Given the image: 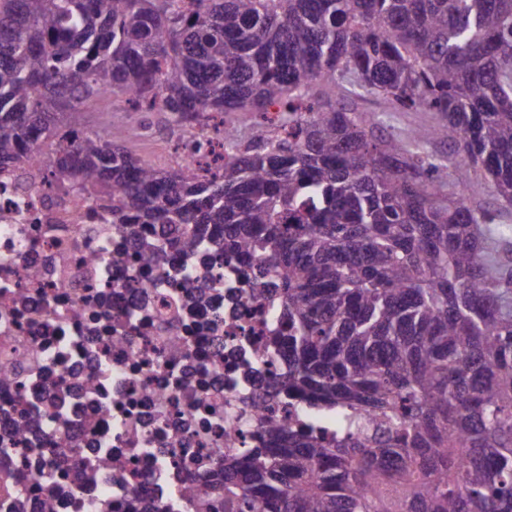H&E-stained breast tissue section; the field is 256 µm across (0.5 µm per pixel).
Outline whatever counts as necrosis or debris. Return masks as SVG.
<instances>
[{
	"instance_id": "necrosis-or-debris-1",
	"label": "necrosis or debris",
	"mask_w": 512,
	"mask_h": 512,
	"mask_svg": "<svg viewBox=\"0 0 512 512\" xmlns=\"http://www.w3.org/2000/svg\"><path fill=\"white\" fill-rule=\"evenodd\" d=\"M48 159L0 168V512H224V459L298 429L255 259L118 233Z\"/></svg>"
}]
</instances>
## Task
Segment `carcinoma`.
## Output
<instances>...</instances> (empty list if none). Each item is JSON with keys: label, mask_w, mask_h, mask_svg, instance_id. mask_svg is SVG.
<instances>
[{"label": "carcinoma", "mask_w": 512, "mask_h": 512, "mask_svg": "<svg viewBox=\"0 0 512 512\" xmlns=\"http://www.w3.org/2000/svg\"><path fill=\"white\" fill-rule=\"evenodd\" d=\"M179 2L0 0V166L38 149L118 230L269 267L282 384L338 427L269 422L224 512H512V223L444 190L512 208V0ZM105 91L224 153L146 164L84 122ZM368 95L441 120L379 136Z\"/></svg>", "instance_id": "obj_1"}]
</instances>
